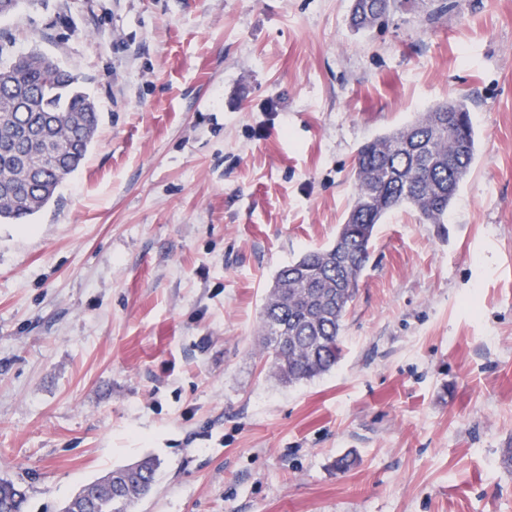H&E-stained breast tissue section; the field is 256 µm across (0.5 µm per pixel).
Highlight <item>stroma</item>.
<instances>
[{"label": "stroma", "instance_id": "obj_1", "mask_svg": "<svg viewBox=\"0 0 512 512\" xmlns=\"http://www.w3.org/2000/svg\"><path fill=\"white\" fill-rule=\"evenodd\" d=\"M21 0L5 55L78 74L82 165L0 224V477L25 512L145 457L130 512H512V0ZM462 100L444 224L375 229L330 371L270 368L277 271L331 245L358 148ZM354 457L347 472L336 458ZM407 0H352L350 27L367 31L384 21L390 14L405 7ZM4 501H10L15 512H22L26 494L21 485L12 479L0 477V506ZM0 507V512H3Z\"/></svg>", "mask_w": 512, "mask_h": 512}]
</instances>
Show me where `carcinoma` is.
Masks as SVG:
<instances>
[{"instance_id": "1", "label": "carcinoma", "mask_w": 512, "mask_h": 512, "mask_svg": "<svg viewBox=\"0 0 512 512\" xmlns=\"http://www.w3.org/2000/svg\"><path fill=\"white\" fill-rule=\"evenodd\" d=\"M407 0H352L350 27L367 31ZM80 77L39 53L0 60V223H22L55 197L80 166L98 124ZM475 130L464 101L420 114L364 143L354 165L350 209L335 243L282 267L262 307L264 349L275 375L292 384L329 371L341 357L340 333L368 261L376 225L410 207L423 224H445L475 158ZM152 458L112 471L105 512H129L156 480ZM22 512L26 494L0 477V506Z\"/></svg>"}]
</instances>
